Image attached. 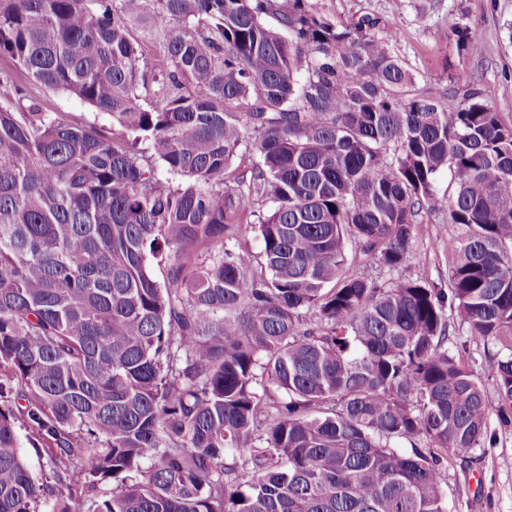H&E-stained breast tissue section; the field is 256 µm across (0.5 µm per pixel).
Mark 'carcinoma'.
I'll return each mask as SVG.
<instances>
[{
	"instance_id": "carcinoma-1",
	"label": "carcinoma",
	"mask_w": 512,
	"mask_h": 512,
	"mask_svg": "<svg viewBox=\"0 0 512 512\" xmlns=\"http://www.w3.org/2000/svg\"><path fill=\"white\" fill-rule=\"evenodd\" d=\"M130 2L172 24L148 105L121 7L0 0V56L111 118L0 93V512L47 495L22 428L48 512H448L443 458L493 444L494 412L512 425V354H485L494 408L448 321L512 349V126L490 88L419 87L376 19L314 0ZM444 169L448 288L346 272L350 246L413 257Z\"/></svg>"
}]
</instances>
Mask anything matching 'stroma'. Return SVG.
Returning a JSON list of instances; mask_svg holds the SVG:
<instances>
[{"mask_svg":"<svg viewBox=\"0 0 512 512\" xmlns=\"http://www.w3.org/2000/svg\"><path fill=\"white\" fill-rule=\"evenodd\" d=\"M319 9L340 23L368 15L379 21L380 35L389 36V49L416 74L419 85L453 93L460 80L494 87L490 102L505 123L512 124V0H316ZM466 30L481 46L479 53L463 47L457 30ZM24 85L30 100L44 111L75 113L105 126L101 114L75 96L29 83L14 61L0 56V76ZM452 190L449 171L436 181V210L413 230L414 258L398 269L378 263L360 264L359 272L380 282L416 280L447 287L458 230L449 224L447 199ZM457 342L465 344L464 356L487 397L498 402L496 385L483 362L485 347L470 340L456 311L448 313ZM498 444L480 460L444 462L449 512H512V426H501L490 417Z\"/></svg>","mask_w":512,"mask_h":512,"instance_id":"1","label":"stroma"}]
</instances>
